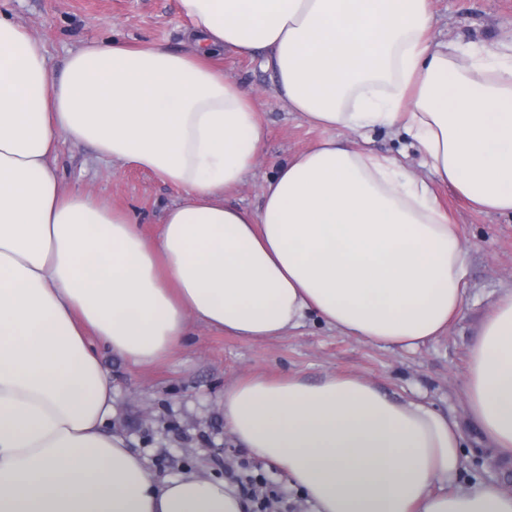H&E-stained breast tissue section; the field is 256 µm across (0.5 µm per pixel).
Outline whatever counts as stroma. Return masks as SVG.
Listing matches in <instances>:
<instances>
[{
    "instance_id": "35a3bbf8",
    "label": "stroma",
    "mask_w": 512,
    "mask_h": 512,
    "mask_svg": "<svg viewBox=\"0 0 512 512\" xmlns=\"http://www.w3.org/2000/svg\"><path fill=\"white\" fill-rule=\"evenodd\" d=\"M0 12L26 26L47 46L55 68L90 42L160 45L175 53L195 49L179 0H0ZM436 39L501 49L512 38V0H433ZM224 74L256 91L265 144L253 172L227 198L257 208L265 179L288 158L325 138L279 100L261 54L224 56ZM57 173L70 190L89 192L133 214L150 235L178 191L130 162H105L88 145L61 140ZM468 249L464 303L447 333L415 350L388 349L336 334L310 322L257 344L192 323L190 334L157 364L135 366L109 350L100 361L112 379V429L147 460L157 478L194 470L237 485L241 492L276 493L278 512L310 507L273 464L240 448L224 425V389L254 374L297 376L315 383L336 373L369 378L396 399L419 398L435 410L466 417L462 380L465 354L490 303L512 287V217L471 211L454 189L435 185ZM467 453L461 484L512 485V460L499 459L471 426L463 428Z\"/></svg>"
}]
</instances>
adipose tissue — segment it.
Instances as JSON below:
<instances>
[{
  "instance_id": "1",
  "label": "adipose tissue",
  "mask_w": 512,
  "mask_h": 512,
  "mask_svg": "<svg viewBox=\"0 0 512 512\" xmlns=\"http://www.w3.org/2000/svg\"><path fill=\"white\" fill-rule=\"evenodd\" d=\"M199 46L91 43L55 70L0 16V512H247L230 482L160 480L110 428L100 349L165 359L199 321L262 342L317 319L413 350L464 301L468 252L433 184L512 215V44L500 59L432 35V0H179ZM264 51L278 95L326 136L228 204L265 130L254 93L213 64ZM402 129L428 179L338 129ZM184 195L146 235L64 190L61 138ZM467 419L512 460V289L467 351ZM240 447L282 469L313 512H512V493L453 484L461 425L368 378L254 375L224 389Z\"/></svg>"
}]
</instances>
